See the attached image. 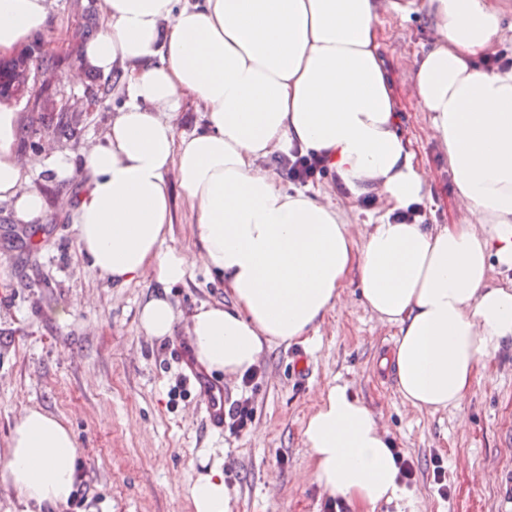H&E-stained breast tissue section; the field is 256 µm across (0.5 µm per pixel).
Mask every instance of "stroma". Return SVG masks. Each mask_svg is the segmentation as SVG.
<instances>
[{"mask_svg":"<svg viewBox=\"0 0 512 512\" xmlns=\"http://www.w3.org/2000/svg\"><path fill=\"white\" fill-rule=\"evenodd\" d=\"M426 2L414 0L405 18L382 13V52L401 96V130L430 177L423 219L458 224L465 209L448 160L411 92L414 63L435 40ZM50 14V27L26 44L40 77L31 97L10 105L14 149L23 164L66 152L74 167L63 180L47 171L33 176L46 202L44 223H20L0 202V454L24 413L38 408L71 428L79 452L81 503L58 512H191L187 489L206 452L224 460L233 512H325L302 426L323 393L341 384L416 468L410 496L362 512H501V478L512 472V346L485 361L461 410L415 411L381 365L398 329L365 306L353 274L309 342L265 347L249 389L227 381L229 400L252 397L251 430L238 437L209 427L199 387L177 354L193 352L190 314L230 298L223 282L196 266L165 291L179 321L171 336L157 339L141 330L139 310L159 285L146 276L118 287L83 262L72 216L85 184L82 152L104 139L123 97L118 73L91 75L83 61L84 43L103 23L101 0H50ZM315 184L348 223L379 214L349 202L333 173ZM437 457L444 496L433 482Z\"/></svg>","mask_w":512,"mask_h":512,"instance_id":"stroma-1","label":"stroma"}]
</instances>
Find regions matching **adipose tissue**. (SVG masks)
I'll return each instance as SVG.
<instances>
[{"mask_svg": "<svg viewBox=\"0 0 512 512\" xmlns=\"http://www.w3.org/2000/svg\"><path fill=\"white\" fill-rule=\"evenodd\" d=\"M427 7L436 39L413 91L468 212L431 228L391 219L422 201L426 179L399 130L376 0H104L84 61L119 72L126 99L104 142L82 154L73 222L83 261L116 286L149 271L165 289L203 263L231 303L194 310L193 352L207 371L236 380L265 345L306 340L357 275L365 305L399 329L389 365L403 401L419 411L461 408L482 361L512 345V284L492 279L496 266L512 267V68L476 64L500 33L495 0ZM49 20V0H0V51ZM190 102L203 108L205 127L186 136L175 118ZM16 136L13 112L1 109L0 201L37 224L46 206L31 174L48 168L64 178L73 164L59 153L21 166ZM294 149L325 156L351 199L378 196L376 222L354 234L320 189H285L266 162ZM177 188L196 218L192 252L166 244ZM139 322L161 339L177 315L156 295ZM302 436L329 497L374 506L405 496L394 440L347 386L329 387ZM78 477L72 430L30 409L0 458V483L55 512ZM189 500L192 512H232L221 461L197 474Z\"/></svg>", "mask_w": 512, "mask_h": 512, "instance_id": "adipose-tissue-1", "label": "adipose tissue"}]
</instances>
